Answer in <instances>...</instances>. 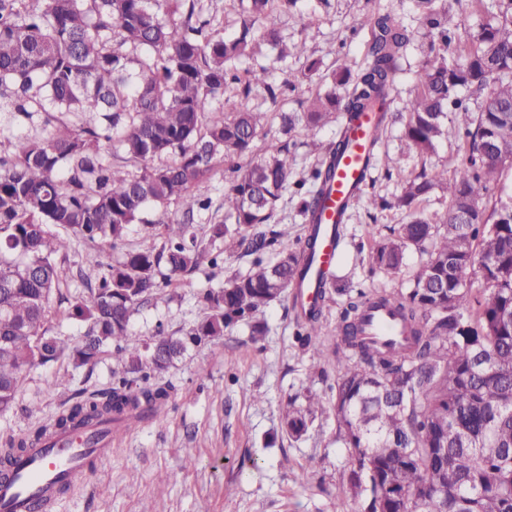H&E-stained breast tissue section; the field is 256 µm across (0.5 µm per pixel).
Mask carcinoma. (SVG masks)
Wrapping results in <instances>:
<instances>
[{
  "label": "carcinoma",
  "mask_w": 512,
  "mask_h": 512,
  "mask_svg": "<svg viewBox=\"0 0 512 512\" xmlns=\"http://www.w3.org/2000/svg\"><path fill=\"white\" fill-rule=\"evenodd\" d=\"M242 29L235 38L211 14L210 0H0V117L26 126L0 148V414L16 403L25 373L56 360L66 344L46 328L50 300L60 290L56 256L68 248L60 227L93 243L85 263L100 270L97 284L70 302L69 316L87 326L70 348L74 368L94 363L106 349L124 376L106 390L82 392L49 423L13 438L0 464L14 467L49 432L85 429V447L101 427L126 416L161 417L168 388L156 382L191 345L218 340L238 323L253 341L265 335L258 320L293 284L310 273L321 225L316 212L349 147L358 116L377 112L363 184L342 216L363 197L381 154L395 77L410 39L390 15L373 11L362 24L372 40L357 71L342 67L331 86L302 112L279 113L268 136L267 113L250 104L267 68L243 73L232 61L252 46L253 25L294 0H237ZM441 0H415L437 42L427 48L407 104L405 141L426 157L445 134L452 111L465 126V162L422 168L393 201L410 220L375 241L373 271L398 273L407 252L426 256L410 287L353 290L328 272L319 275L320 304L296 323L301 344L320 351L322 303L342 298L335 352L334 410L351 449L349 491L360 512H512V202L490 200L512 158V0H495L473 48L448 51L456 26ZM265 39L280 61L307 57L288 74L293 87L321 73V60L303 42L292 45L273 26ZM242 85L231 116L213 115L214 100ZM460 89L474 107L455 99ZM339 122L336 139L320 148L309 177L299 178L288 137ZM266 137L259 160L241 167ZM218 159L236 177L224 190V220L210 237L253 260L221 288L205 292L203 319L180 336L147 342L130 331L142 302L162 286L199 269L204 259L194 212L208 207L206 179ZM305 190L300 213L308 225L301 248L288 250V231L272 222L291 188ZM448 206L431 217L418 204L434 189ZM178 201L182 218L158 210ZM164 225L165 243L112 259L109 249L132 224ZM370 306L389 307L405 325L399 348L364 336ZM288 400L282 429L306 434L319 405Z\"/></svg>",
  "instance_id": "carcinoma-1"
}]
</instances>
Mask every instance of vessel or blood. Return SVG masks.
I'll list each match as a JSON object with an SVG mask.
<instances>
[{
	"label": "vessel or blood",
	"instance_id": "1",
	"mask_svg": "<svg viewBox=\"0 0 512 512\" xmlns=\"http://www.w3.org/2000/svg\"><path fill=\"white\" fill-rule=\"evenodd\" d=\"M375 123L376 117L371 112L362 113L353 123L350 149L340 159L332 189L321 203L323 241L315 261L317 272L329 271L336 263L331 226L338 222L344 202L361 177ZM368 326L378 334L395 336L400 332L396 319L384 308L369 309ZM111 456V432H104L92 449L83 447L78 433L57 435L52 447L30 449L12 471L0 475V512H53L62 485L74 483L93 465Z\"/></svg>",
	"mask_w": 512,
	"mask_h": 512
}]
</instances>
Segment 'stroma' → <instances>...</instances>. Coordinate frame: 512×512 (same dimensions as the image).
Here are the masks:
<instances>
[{"label":"stroma","instance_id":"obj_1","mask_svg":"<svg viewBox=\"0 0 512 512\" xmlns=\"http://www.w3.org/2000/svg\"><path fill=\"white\" fill-rule=\"evenodd\" d=\"M457 21L453 53L469 49L490 10L488 0H447ZM379 9L394 15L407 27L412 42L398 75L400 95L392 110H403L413 92L429 37L422 27L414 0H297L291 12L274 13V23L288 43L305 42L307 51L323 61V73L340 64L357 66L369 39L360 22L365 13ZM302 59L278 61L268 46H258L244 57L239 70L266 67L276 85V99L263 88L252 92V104L269 118L268 132L276 134L279 113L301 111L321 88L311 79L288 88L286 72L300 70ZM404 120L393 123L385 149L397 166L378 169L367 184L362 201L350 212L339 245L335 272L348 276L355 288L405 286L423 258L410 252L398 274L370 273L368 254L374 239L390 235L408 216L397 209L375 207V199L400 194L404 182L422 166L455 170L465 160L462 133L457 121L446 124L436 150L422 158L407 152ZM336 134L335 122L314 132L299 131L292 138L301 175H308L317 146ZM234 174L229 164L216 161L207 177L209 207L196 216L201 249L223 254L218 266L201 264L194 273L174 280L141 305L131 320L134 335L148 340L157 332L179 336L205 314L203 293L221 287L233 273L246 270L250 257L224 254L222 241L212 240L209 227L224 217V189ZM91 245L71 237L59 257L63 282L54 296L47 319L51 334L78 340L86 328L70 319L69 300L85 294L100 277L84 257ZM341 305L323 306L320 337L322 353L303 350L296 340L297 314L290 294L269 308L263 320L267 331L259 342L250 339V328L241 323L222 339L192 347L162 377L173 390L160 420H141L134 428L112 427V457L96 465L74 483L54 512H356L347 490L350 450L337 434L334 399L338 375L335 350L336 324ZM122 375L111 352H103L89 368H74L68 355L30 369L13 409L0 415V449L11 438L35 423L49 422L74 394L110 387ZM321 402L307 434L293 439L281 429L289 399L305 404L307 393ZM193 465H186V457ZM173 473L174 481L161 486L157 477Z\"/></svg>","mask_w":512,"mask_h":512}]
</instances>
